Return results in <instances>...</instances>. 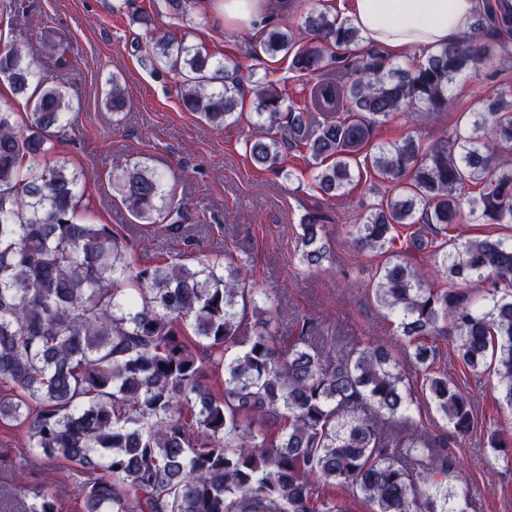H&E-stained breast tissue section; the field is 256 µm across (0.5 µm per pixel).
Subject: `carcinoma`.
<instances>
[{"mask_svg":"<svg viewBox=\"0 0 512 512\" xmlns=\"http://www.w3.org/2000/svg\"><path fill=\"white\" fill-rule=\"evenodd\" d=\"M305 39L284 18L252 47L278 55L313 80L298 103L272 81L245 88L239 67L185 39L146 30L145 50L181 78V101L214 126L243 117L245 97L270 123L285 121L288 148L305 153L309 184L329 199L362 180L390 184L388 198L367 209L350 234L362 251L391 254L401 226L422 224L428 249L457 284L483 296L427 287L402 261L385 260L369 287L397 322L414 363L439 357L436 339L451 338L469 371L491 365L512 408V241L450 242L446 231L468 200L469 224H512V167L496 157L512 150V101L483 100L464 125L425 146L412 136L374 143L377 125L406 107L442 112L457 76L493 61L487 44L463 37L409 68L384 51L329 56L359 31L329 11L309 16ZM61 69L73 66L69 40L42 34ZM27 98L29 125L0 102V424L25 430L27 447L68 462L81 478L84 512H344L325 487L346 486L374 512H465L471 485L450 484L453 462L415 438L402 439L385 418L411 421L429 400L458 435L477 416L448 378L412 376L391 350L357 340L325 352L310 320L288 341L269 330L274 293L243 275L249 257L188 264L128 261L126 238L83 215L85 174L41 164L55 150L69 99L35 58L0 40V83ZM107 107H126L112 75ZM257 165L284 171L277 137L245 141ZM108 180L139 224L177 227L181 211L165 176L143 162L121 165ZM298 263L318 270L331 257L324 216L300 224ZM224 374L220 389L209 374ZM25 512H58L52 496L33 495Z\"/></svg>","mask_w":512,"mask_h":512,"instance_id":"obj_1","label":"carcinoma"}]
</instances>
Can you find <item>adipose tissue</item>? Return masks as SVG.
<instances>
[{"mask_svg": "<svg viewBox=\"0 0 512 512\" xmlns=\"http://www.w3.org/2000/svg\"><path fill=\"white\" fill-rule=\"evenodd\" d=\"M482 0H350L349 17L363 44H379L400 59L438 53L468 33ZM287 0H224V17L236 26L262 31Z\"/></svg>", "mask_w": 512, "mask_h": 512, "instance_id": "obj_1", "label": "adipose tissue"}]
</instances>
